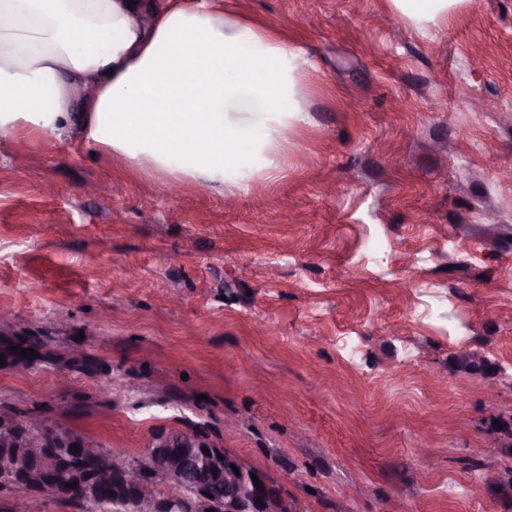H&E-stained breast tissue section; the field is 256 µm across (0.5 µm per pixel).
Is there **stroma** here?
Returning a JSON list of instances; mask_svg holds the SVG:
<instances>
[{"label":"stroma","instance_id":"35a3bbf8","mask_svg":"<svg viewBox=\"0 0 512 512\" xmlns=\"http://www.w3.org/2000/svg\"><path fill=\"white\" fill-rule=\"evenodd\" d=\"M230 2L312 63L248 191L0 140V336L55 356L0 406L205 435L288 512H512V0ZM395 12L413 21H426L437 27L463 0H390Z\"/></svg>","mask_w":512,"mask_h":512}]
</instances>
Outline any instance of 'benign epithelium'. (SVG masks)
<instances>
[{"label":"benign epithelium","instance_id":"obj_1","mask_svg":"<svg viewBox=\"0 0 512 512\" xmlns=\"http://www.w3.org/2000/svg\"><path fill=\"white\" fill-rule=\"evenodd\" d=\"M36 426L45 431L39 439L29 438L27 448L37 452L42 448H83L80 455L98 457L99 477L104 479L117 470H127L125 461L113 459L92 444L78 440L55 428H47L36 416L3 415L0 436L31 433ZM208 449L206 455L203 449ZM224 461V502H211L204 492L218 474L219 461ZM157 487V493L142 500L140 512H284L288 509L287 494L264 472L210 443L207 438L184 432L161 431L153 439V449L145 462ZM259 479L255 486L252 477ZM261 502H256V499Z\"/></svg>","mask_w":512,"mask_h":512}]
</instances>
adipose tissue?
I'll return each instance as SVG.
<instances>
[{"instance_id": "1", "label": "adipose tissue", "mask_w": 512, "mask_h": 512, "mask_svg": "<svg viewBox=\"0 0 512 512\" xmlns=\"http://www.w3.org/2000/svg\"><path fill=\"white\" fill-rule=\"evenodd\" d=\"M440 24L460 0H391ZM302 52L224 0H0V138L27 126L127 167L247 188L305 122Z\"/></svg>"}]
</instances>
